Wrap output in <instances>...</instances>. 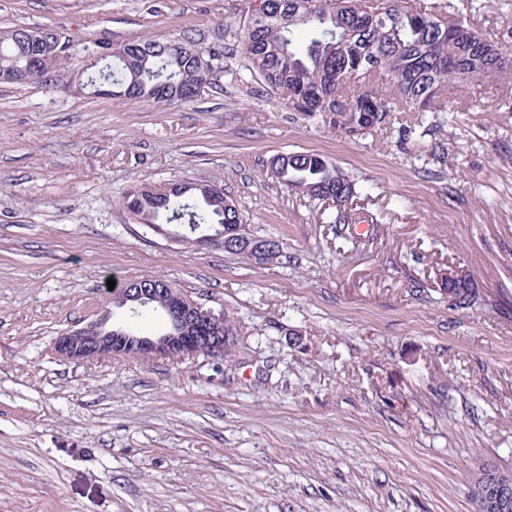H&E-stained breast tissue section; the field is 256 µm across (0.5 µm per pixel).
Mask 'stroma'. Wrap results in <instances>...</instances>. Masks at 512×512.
I'll return each instance as SVG.
<instances>
[{
	"label": "stroma",
	"mask_w": 512,
	"mask_h": 512,
	"mask_svg": "<svg viewBox=\"0 0 512 512\" xmlns=\"http://www.w3.org/2000/svg\"><path fill=\"white\" fill-rule=\"evenodd\" d=\"M254 0H0V28L70 41L51 83H0V512H477L512 471V82L454 87L360 138L293 111L224 58L171 105L86 90L100 48L234 44ZM323 155L378 227L359 246L268 176ZM223 186L283 255L193 250L133 223L134 181ZM469 276L477 303L443 289ZM162 278L239 332L232 356L68 362L108 280ZM472 493L480 512H506L512 502V472L484 465L473 482Z\"/></svg>",
	"instance_id": "1"
}]
</instances>
